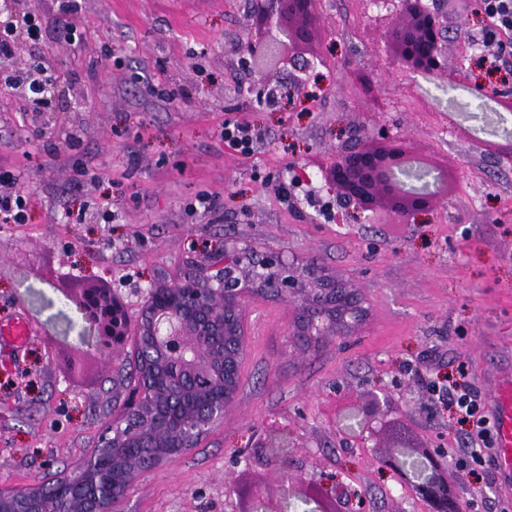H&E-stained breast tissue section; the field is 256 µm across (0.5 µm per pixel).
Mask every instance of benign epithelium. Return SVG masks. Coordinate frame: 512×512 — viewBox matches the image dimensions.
<instances>
[{
    "label": "benign epithelium",
    "mask_w": 512,
    "mask_h": 512,
    "mask_svg": "<svg viewBox=\"0 0 512 512\" xmlns=\"http://www.w3.org/2000/svg\"><path fill=\"white\" fill-rule=\"evenodd\" d=\"M318 0H253L254 35L246 50L263 55L280 66L305 59L308 48L322 34L316 18ZM384 46L397 52L399 68L413 74H448L447 0L429 7L424 0H397L391 22L383 28ZM351 127L339 136L326 171L328 183L345 206L360 214L383 210L396 224H407L429 212L448 196L452 178L448 163L434 162L423 172L434 177L427 190L406 185L414 175L413 152L401 139L384 135L353 136ZM183 275L169 280L154 277L138 316V347L135 363L141 379L134 389L114 382L112 391L124 395L119 418L103 424L93 457L109 459L113 472L134 477L193 448L216 423L224 419L238 395L236 375L246 354L242 320V298L248 283L282 296L305 292L288 274V263L278 256L253 254L233 242H216L196 248ZM306 281L317 287L316 301L304 303L300 322L323 316L324 306L333 308L324 329L336 332V303L348 298L322 272L310 267ZM91 338L97 357L117 371L126 363L118 348L127 336L123 303L97 288H62ZM150 447L159 452L136 457L133 449ZM385 463L403 483L427 503L429 512H456L448 507V467L440 462L441 452L396 439ZM92 478L89 466L51 484H38L24 491L0 490V512H26L24 505L36 500L38 512H102L100 498L109 486L90 495L86 486ZM295 498L314 505L312 512H362L363 501L347 485L336 482L323 487L298 482Z\"/></svg>",
    "instance_id": "benign-epithelium-1"
}]
</instances>
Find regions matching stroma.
Wrapping results in <instances>:
<instances>
[{
  "label": "stroma",
  "instance_id": "35a3bbf8",
  "mask_svg": "<svg viewBox=\"0 0 512 512\" xmlns=\"http://www.w3.org/2000/svg\"><path fill=\"white\" fill-rule=\"evenodd\" d=\"M447 2L448 75L412 78L377 50L381 0H323L316 60L281 71L235 51L251 0H79L72 45L54 36L57 0H8L42 36L1 58L0 78L45 61L61 80L48 112L0 89V171L29 195L27 223L0 225V322L21 315L31 327L21 347L0 343V489L75 470L120 412L99 359L85 356L80 375L57 366L83 332L62 279L143 292L158 270L180 274L191 238L233 237L294 269L320 267L360 317L348 334L309 341L299 300L246 293L235 405L196 448L139 474L116 512H249L254 492L277 501L298 478L334 474L364 492L367 512H428L380 465L398 435L444 448L472 512H512V492L466 461L455 418L429 392L448 376L487 397L512 370V165L484 151L512 132V113L476 104L460 77L477 68L464 44L483 26L482 0ZM298 81L291 103L260 104ZM373 118L460 165L452 195L421 223L344 216L325 181L337 123L365 131ZM228 120L266 142L250 156L228 148ZM295 177L291 205L280 187ZM201 194L213 209L188 211ZM383 395L372 433L352 435L346 414ZM274 434L289 444L280 468L266 447Z\"/></svg>",
  "mask_w": 512,
  "mask_h": 512
}]
</instances>
